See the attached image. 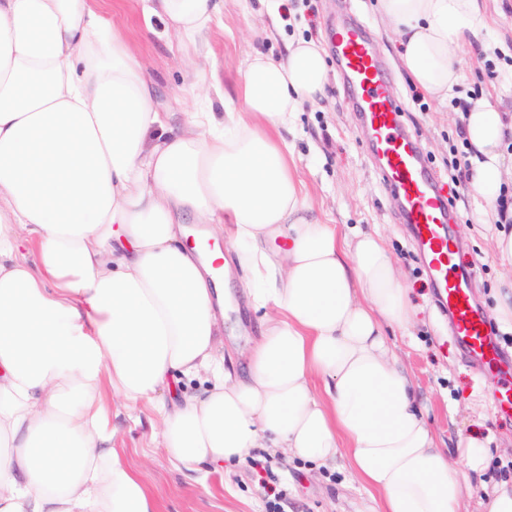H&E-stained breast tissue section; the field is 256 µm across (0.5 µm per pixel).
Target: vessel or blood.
<instances>
[{
  "mask_svg": "<svg viewBox=\"0 0 512 512\" xmlns=\"http://www.w3.org/2000/svg\"><path fill=\"white\" fill-rule=\"evenodd\" d=\"M332 42L349 102L362 121L366 149L385 187L400 202L409 235L448 313L453 336L478 371L492 380L490 400L497 412L512 413V359L494 335L472 293L473 273L454 262L449 226L456 212L441 182L428 169L416 138L401 120L382 60L363 24L337 19Z\"/></svg>",
  "mask_w": 512,
  "mask_h": 512,
  "instance_id": "b4317fda",
  "label": "vessel or blood"
}]
</instances>
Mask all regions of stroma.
I'll return each mask as SVG.
<instances>
[{
	"instance_id": "stroma-1",
	"label": "stroma",
	"mask_w": 512,
	"mask_h": 512,
	"mask_svg": "<svg viewBox=\"0 0 512 512\" xmlns=\"http://www.w3.org/2000/svg\"><path fill=\"white\" fill-rule=\"evenodd\" d=\"M142 7L143 0H110L107 11L131 49L147 64L159 111L169 113L175 124L192 103L185 80L189 61L169 50L163 22L144 21ZM483 8L489 39L503 43L506 50L466 52L463 81L445 103L427 98L402 69L398 38L378 16L376 0H283L274 12L261 0H252L247 7L241 0H224V13L213 23L211 53L202 69L221 82L226 97H234L246 56L253 49L277 55L286 38L301 36L331 51V21L339 15L349 16L366 25L401 98L406 129L416 135L432 174L446 184L453 151L462 145L461 114L470 100L489 97L501 111L512 113V0H484ZM291 138L315 212L335 224L382 234L410 281L417 323L408 335H395L397 353L414 382L439 447L454 456L461 442L476 438L489 448L488 468L472 477L474 493L468 512H479L482 497L500 481L501 469L512 463V419L492 409L487 378L478 373L452 336L436 290L400 222L396 201L365 151L359 117L344 96L340 76H333L328 95L319 104L302 106ZM484 206L470 187H459L460 221L450 231L458 242L460 265L477 271L474 299L492 315L501 291L502 268L493 248L498 227L485 223ZM117 422L123 428L115 440L121 458L141 468L162 512H265L259 486L263 480L286 491L284 512H365L371 504L367 489L354 480L344 460L319 466L298 458L286 461L262 448L253 450L244 464L225 476H212L202 486L188 473L172 468L162 449L152 447L147 424L136 423L124 413Z\"/></svg>"
}]
</instances>
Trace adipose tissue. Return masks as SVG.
Returning <instances> with one entry per match:
<instances>
[{"label": "adipose tissue", "mask_w": 512, "mask_h": 512, "mask_svg": "<svg viewBox=\"0 0 512 512\" xmlns=\"http://www.w3.org/2000/svg\"><path fill=\"white\" fill-rule=\"evenodd\" d=\"M188 58L210 55L224 0H147ZM401 61L444 103L481 0H378ZM331 82L322 48L252 51L234 101L163 125L141 59L90 0H0V512H161L125 464L113 409L148 415L198 482L251 451L345 459L381 512H463L489 450L439 447L389 332L414 322L384 238L315 215L288 140ZM472 190L499 225L512 306V217L499 210L512 117L461 115ZM262 315L246 372L224 364L233 269ZM205 379L186 392L182 379Z\"/></svg>", "instance_id": "ef3b65f1"}]
</instances>
